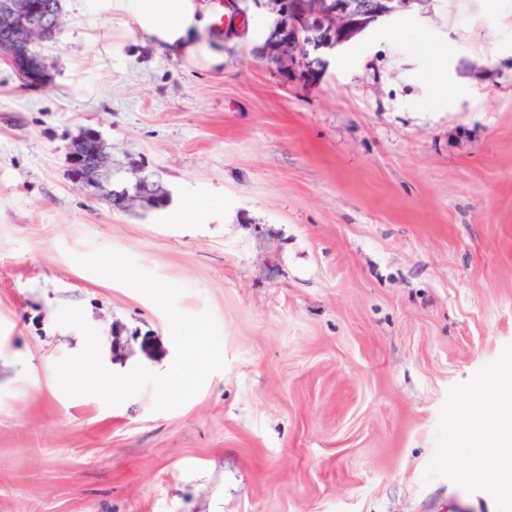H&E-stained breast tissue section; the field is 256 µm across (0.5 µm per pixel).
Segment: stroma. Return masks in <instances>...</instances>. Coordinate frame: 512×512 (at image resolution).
<instances>
[{"label": "stroma", "mask_w": 512, "mask_h": 512, "mask_svg": "<svg viewBox=\"0 0 512 512\" xmlns=\"http://www.w3.org/2000/svg\"><path fill=\"white\" fill-rule=\"evenodd\" d=\"M142 0H62L51 73L0 62V512H512L463 419L512 375V28L448 58V87L384 23L315 84L257 58L271 22L172 53ZM98 130L172 194L144 217L74 182L65 146ZM120 251L211 312L226 368L183 406L66 396L82 333L105 366L166 372L164 312L76 263Z\"/></svg>", "instance_id": "stroma-1"}]
</instances>
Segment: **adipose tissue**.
<instances>
[{
	"instance_id": "obj_1",
	"label": "adipose tissue",
	"mask_w": 512,
	"mask_h": 512,
	"mask_svg": "<svg viewBox=\"0 0 512 512\" xmlns=\"http://www.w3.org/2000/svg\"><path fill=\"white\" fill-rule=\"evenodd\" d=\"M448 4V45L456 47L487 23L512 27V0H446ZM142 16L151 33L175 51L188 50L191 29L200 26L192 0H148ZM482 404L497 406L500 420L490 438L494 453L486 458L488 467L503 466L512 459V381L495 380L483 387Z\"/></svg>"
}]
</instances>
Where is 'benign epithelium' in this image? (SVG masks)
<instances>
[{"instance_id": "7a95c632", "label": "benign epithelium", "mask_w": 512, "mask_h": 512, "mask_svg": "<svg viewBox=\"0 0 512 512\" xmlns=\"http://www.w3.org/2000/svg\"><path fill=\"white\" fill-rule=\"evenodd\" d=\"M263 2L274 20L261 44L262 53L288 72L309 64L311 53L334 50L379 19L423 6L427 0H299L293 20L288 19L283 0ZM225 7L231 21L224 26V39L244 35L246 10L239 0H225ZM57 16L44 0H0V59L26 86H40L50 77L45 59L32 45L38 34L51 36ZM65 151L77 181L102 199L116 197L131 209H144L169 193L143 158L114 155L95 129H80Z\"/></svg>"}]
</instances>
